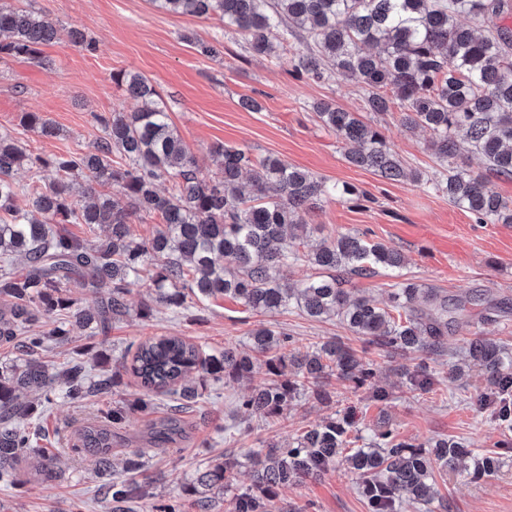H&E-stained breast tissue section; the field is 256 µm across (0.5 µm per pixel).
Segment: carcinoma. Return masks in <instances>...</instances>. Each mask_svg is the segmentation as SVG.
Here are the masks:
<instances>
[{"label":"carcinoma","instance_id":"cac0c4a2","mask_svg":"<svg viewBox=\"0 0 512 512\" xmlns=\"http://www.w3.org/2000/svg\"><path fill=\"white\" fill-rule=\"evenodd\" d=\"M165 12L219 17L239 34L253 53L269 55L288 40L304 50L294 72L313 81L334 76L358 80L365 108L384 113L397 109L405 129L432 133L430 149L441 171L433 188L448 201L474 215L479 224H512V200L489 187L492 177H512V0H153ZM468 18L475 26L461 20ZM65 39L91 51L84 31L60 28L24 8L0 3V60L22 58L43 65L41 47ZM127 95L141 102L136 112L98 114L101 136L88 149L65 154H33L25 141L0 132V341L14 344L15 356L0 367V481L15 474L29 455L38 456V472L56 476L57 454L37 447L34 418L38 406L50 404L60 386L62 398L83 403L114 393L117 372L93 375L85 362L73 360L50 372L41 352L50 341H69L68 311L79 326L101 328L129 313L130 287L150 275L154 296L141 302L137 315L149 320L157 307L173 311L228 296L250 311L297 309L317 320L336 317L365 342L387 354L437 353L448 339V298L413 282L389 293L379 307L364 297L350 298L344 285L351 276H368L380 268H398L401 253L358 234H340L316 251L300 252L292 230L306 227L303 215L328 199L370 200L343 184L329 185L312 173L277 158L254 162L248 153L219 146L221 175L203 181L197 161L174 130L169 112L150 81L140 75L121 78ZM323 127L346 146L348 163L393 181L421 180L405 166L384 135L355 112L331 103L316 106ZM25 131L44 137L56 127L36 113L21 120ZM465 152L480 155L484 173L472 175L458 166ZM120 160H114V157ZM258 164L249 193L240 186L242 172ZM52 171L44 187H24L14 178L21 168ZM172 180L171 191L158 192V182ZM113 191L103 193L102 187ZM27 193V208L16 198ZM158 214L153 236L132 237V219ZM64 224H84L92 232L104 225L105 239L95 245L70 236ZM308 262L326 274L291 288L284 273ZM103 292L99 306L82 308L68 294L73 280ZM53 327L34 333L31 327ZM252 352L234 348L207 352L179 336H157L141 343L130 370L151 393L175 397L184 405L198 403L208 382L249 377L258 358L271 373L268 383L253 388L237 402L249 414L280 416L296 397L328 399L327 382L337 376L356 389L371 383L376 364L359 358L334 341L305 350L295 339L270 326L251 332ZM485 381L482 398L495 405L502 424L512 423V351L476 338L466 349ZM410 386L432 384L426 363L407 373ZM34 394L21 402L20 394ZM127 407L115 404L104 420L83 431L69 451L96 455L95 477L112 500V512L143 497L136 479L145 451L112 459V428L124 420ZM350 421L330 416L303 432L295 446L267 443L251 455L253 484L233 493L230 512H272L278 490L321 476L336 465L355 473L371 512H399L405 500L429 504L435 499L436 475L457 471L466 460L473 474H492L496 457H479L454 440L427 444L394 441L393 430L381 427L366 448H345ZM236 459L216 457L198 470L178 512H210L208 492L232 487ZM127 477L118 478V470Z\"/></svg>","mask_w":512,"mask_h":512}]
</instances>
